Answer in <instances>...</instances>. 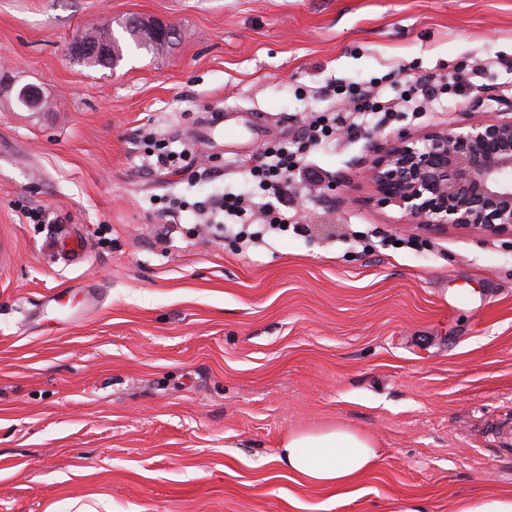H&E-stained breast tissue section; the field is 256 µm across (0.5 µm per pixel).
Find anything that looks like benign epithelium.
I'll return each instance as SVG.
<instances>
[{
    "mask_svg": "<svg viewBox=\"0 0 512 512\" xmlns=\"http://www.w3.org/2000/svg\"><path fill=\"white\" fill-rule=\"evenodd\" d=\"M107 55L84 32L70 57ZM372 154L361 178L374 201L392 205L409 224L424 229L474 227L512 237V117L496 112L458 127L434 128L421 136L369 138Z\"/></svg>",
    "mask_w": 512,
    "mask_h": 512,
    "instance_id": "benign-epithelium-1",
    "label": "benign epithelium"
}]
</instances>
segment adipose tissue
<instances>
[{
  "mask_svg": "<svg viewBox=\"0 0 512 512\" xmlns=\"http://www.w3.org/2000/svg\"><path fill=\"white\" fill-rule=\"evenodd\" d=\"M379 460L370 439L344 427L287 433L273 458L303 484L340 496Z\"/></svg>",
  "mask_w": 512,
  "mask_h": 512,
  "instance_id": "adipose-tissue-1",
  "label": "adipose tissue"
}]
</instances>
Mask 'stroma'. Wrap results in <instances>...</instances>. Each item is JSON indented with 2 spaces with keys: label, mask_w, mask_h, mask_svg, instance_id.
I'll use <instances>...</instances> for the list:
<instances>
[{
  "label": "stroma",
  "mask_w": 512,
  "mask_h": 512,
  "mask_svg": "<svg viewBox=\"0 0 512 512\" xmlns=\"http://www.w3.org/2000/svg\"><path fill=\"white\" fill-rule=\"evenodd\" d=\"M128 18L180 38L126 46L111 70L72 63L79 34ZM435 73L467 86L386 134L512 113V0H0V512H458L512 495L511 238L424 233L373 205L364 133L312 153L336 189L296 196L309 232L240 250L194 207L243 191L244 164L329 108L331 82L378 77L395 97ZM26 84L50 109L18 103ZM217 109L239 138L196 137ZM151 137L209 176L156 166ZM167 197L184 207L160 242ZM75 235L82 253L62 250ZM336 426L382 450L349 494L273 463L286 433Z\"/></svg>",
  "instance_id": "stroma-1"
}]
</instances>
